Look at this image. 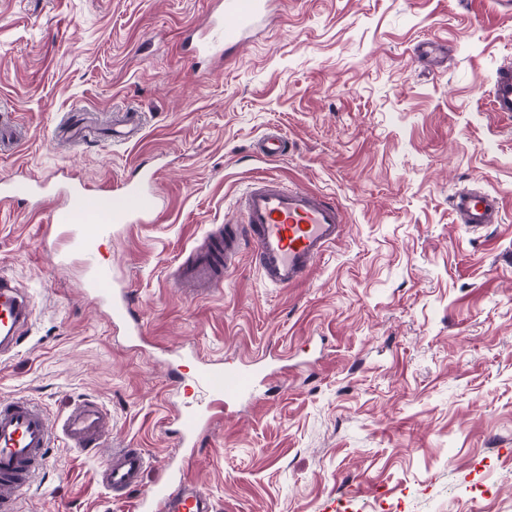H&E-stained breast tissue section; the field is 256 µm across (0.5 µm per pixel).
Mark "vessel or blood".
I'll return each instance as SVG.
<instances>
[{
  "mask_svg": "<svg viewBox=\"0 0 512 512\" xmlns=\"http://www.w3.org/2000/svg\"><path fill=\"white\" fill-rule=\"evenodd\" d=\"M272 19L271 0H221L218 10L200 26L196 55L223 60L230 48L245 44ZM492 111L512 113V62L492 75ZM157 176L142 170L138 180L124 182L111 207L97 206L83 189L57 187L61 202L49 212L46 239L70 238L90 272L85 292L104 312L114 332L132 341L145 338L140 312L130 288L102 250L119 224L151 223L159 206ZM460 223L478 231L501 220L500 202L492 193L463 189L450 197ZM239 223L208 234L203 248L179 268L178 278L203 293L220 287L244 248H251L263 279L279 288L301 283L328 249L343 236L342 208L326 194L284 185L275 177L252 181L241 200ZM31 310L13 279L0 273V358L18 353L26 339ZM272 366L266 354L236 365L220 358L199 359L191 381L192 399L177 406L172 419L177 451L151 485L143 479L149 457L138 448L113 449L102 483L113 499L133 498V512H213L214 505L185 464L208 436L218 407L256 402ZM106 413L96 403L76 404L59 427L30 399L0 401V512H14L18 494L42 469L53 432H61L70 448L94 450L103 439Z\"/></svg>",
  "mask_w": 512,
  "mask_h": 512,
  "instance_id": "vessel-or-blood-1",
  "label": "vessel or blood"
}]
</instances>
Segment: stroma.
<instances>
[{
    "label": "stroma",
    "mask_w": 512,
    "mask_h": 512,
    "mask_svg": "<svg viewBox=\"0 0 512 512\" xmlns=\"http://www.w3.org/2000/svg\"><path fill=\"white\" fill-rule=\"evenodd\" d=\"M215 0H0V178L72 174L92 199L155 170L160 213L117 229L104 260L153 346L113 334L67 247L41 245L49 203L0 206V272L33 316L0 361V398L51 423L95 400L94 454L55 439L15 512H129L100 472L139 448L154 479L174 451L164 351L237 363L288 355L268 401L222 417L189 471L215 512H512V115L490 79L512 60V0H276L238 54L194 63ZM449 56L431 68L413 49ZM141 132L118 142L113 118ZM288 141L269 160V130ZM323 192L348 231L296 286L266 285L251 252L193 298L174 268L235 223L256 177ZM497 194L500 223L455 220L450 194Z\"/></svg>",
    "instance_id": "stroma-1"
}]
</instances>
